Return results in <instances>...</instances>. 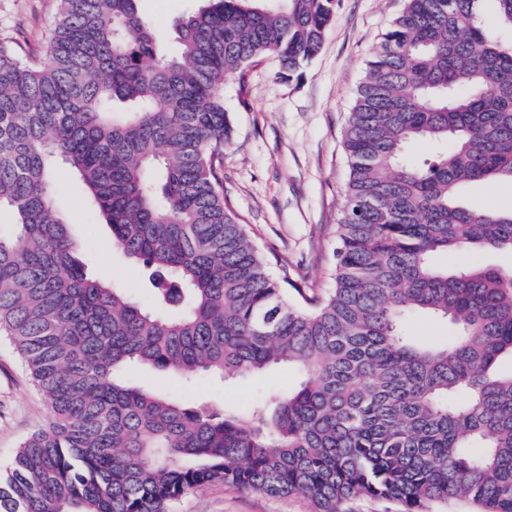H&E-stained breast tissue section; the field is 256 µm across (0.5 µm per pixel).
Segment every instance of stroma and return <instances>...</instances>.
I'll return each mask as SVG.
<instances>
[{"mask_svg":"<svg viewBox=\"0 0 512 512\" xmlns=\"http://www.w3.org/2000/svg\"><path fill=\"white\" fill-rule=\"evenodd\" d=\"M403 5L404 0H340L320 53L299 74L281 75L269 58L249 67L245 78L224 81V107L234 126L224 151V197L258 247L279 255L277 276L323 291L333 285L336 226L349 173L343 131L366 64ZM56 9V0H0V42L17 43L21 56L43 58ZM52 179L88 274L127 284L138 304L153 306L149 270L112 249L111 230L80 179L64 165ZM125 376L183 400L242 404L270 386L294 387L300 373L280 366L229 382L199 375L188 383L140 368L127 369ZM53 420L12 346L0 338V468L10 464L28 435ZM310 510L300 495L271 498L222 485L198 487L174 507V512Z\"/></svg>","mask_w":512,"mask_h":512,"instance_id":"35a3bbf8","label":"stroma"}]
</instances>
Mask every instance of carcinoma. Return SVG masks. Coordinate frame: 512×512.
I'll list each match as a JSON object with an SVG mask.
<instances>
[{"label": "carcinoma", "instance_id": "1", "mask_svg": "<svg viewBox=\"0 0 512 512\" xmlns=\"http://www.w3.org/2000/svg\"><path fill=\"white\" fill-rule=\"evenodd\" d=\"M42 61L0 44V335L54 413L0 471V512H172L232 485L426 512H512V268L437 254L512 253V209L463 189L512 184V0H406L367 62L344 131L335 288L275 278L224 203V80L268 56L293 75L338 0H207L178 52L139 0H57ZM425 140L431 159L405 162ZM82 180L112 248L165 272L143 308L90 277L51 178ZM449 328L416 336L412 317ZM280 364L298 384L246 405L173 400L141 367L235 379Z\"/></svg>", "mask_w": 512, "mask_h": 512}]
</instances>
